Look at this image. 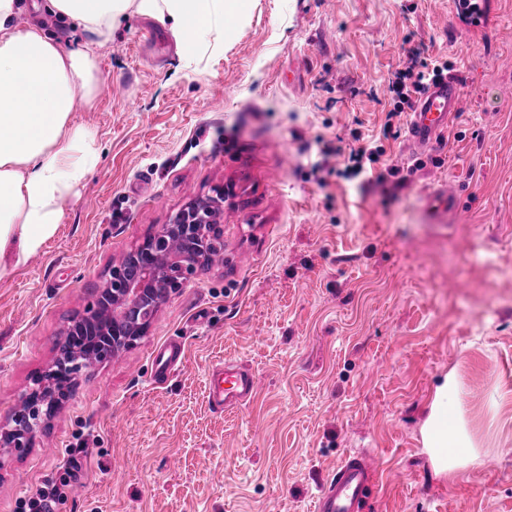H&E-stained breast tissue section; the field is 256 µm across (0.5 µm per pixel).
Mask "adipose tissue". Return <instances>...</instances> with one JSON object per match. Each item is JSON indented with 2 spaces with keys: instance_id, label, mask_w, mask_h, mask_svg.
Segmentation results:
<instances>
[{
  "instance_id": "1",
  "label": "adipose tissue",
  "mask_w": 512,
  "mask_h": 512,
  "mask_svg": "<svg viewBox=\"0 0 512 512\" xmlns=\"http://www.w3.org/2000/svg\"><path fill=\"white\" fill-rule=\"evenodd\" d=\"M246 0H47V10L89 32L61 46L42 28L17 27L20 0H0V278L54 236L65 207L100 160L96 135L71 117L75 99L93 104L102 76L98 48L123 17L168 24L181 59L206 36L238 20ZM462 387L448 374L422 430L437 473L455 478L479 456L462 411Z\"/></svg>"
}]
</instances>
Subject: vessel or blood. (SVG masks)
<instances>
[{"label":"vessel or blood","mask_w":512,"mask_h":512,"mask_svg":"<svg viewBox=\"0 0 512 512\" xmlns=\"http://www.w3.org/2000/svg\"><path fill=\"white\" fill-rule=\"evenodd\" d=\"M459 100L460 84L455 75H444L427 85L407 126L408 141L413 149L426 151L437 144L456 116ZM183 358L181 344L169 342L160 347L154 358V381H165ZM258 390L256 373L243 363L228 361L209 372L208 397L213 409H235L250 401ZM372 473L366 455L352 454L343 459L321 488L316 512H359L371 484Z\"/></svg>","instance_id":"obj_1"}]
</instances>
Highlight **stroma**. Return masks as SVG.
<instances>
[{
    "instance_id": "1",
    "label": "stroma",
    "mask_w": 512,
    "mask_h": 512,
    "mask_svg": "<svg viewBox=\"0 0 512 512\" xmlns=\"http://www.w3.org/2000/svg\"><path fill=\"white\" fill-rule=\"evenodd\" d=\"M412 49L461 76L459 112L422 157L386 92ZM98 63L112 92L73 116L101 159L55 236L0 281V425L113 262L217 186L223 260L81 380L34 447H0V512L58 481L67 448L88 451L83 492L55 512H315L361 450L375 467L362 512H512V0H488L480 27L448 0H248L188 66L167 27L131 13ZM355 131L385 152L347 180L322 146ZM390 167L404 183L377 184ZM443 184L461 192L449 224L428 204ZM171 340L183 362L153 382ZM228 358L259 392L220 414L208 369ZM451 372L480 449L453 481L422 438Z\"/></svg>"
}]
</instances>
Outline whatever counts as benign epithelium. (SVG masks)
Listing matches in <instances>:
<instances>
[{
  "instance_id": "7a95c632",
  "label": "benign epithelium",
  "mask_w": 512,
  "mask_h": 512,
  "mask_svg": "<svg viewBox=\"0 0 512 512\" xmlns=\"http://www.w3.org/2000/svg\"><path fill=\"white\" fill-rule=\"evenodd\" d=\"M223 196L221 188L216 196L200 199L176 212L159 233L127 252L132 268L122 263L112 265L94 300L61 332L67 381L59 389L54 379L36 376L34 382L41 383L45 394L34 388L20 401L9 423L0 428L1 448L22 452L33 447L38 433L68 398L79 378L111 360L115 350L133 346L146 333V317H154L160 305L185 286L201 259L193 252L164 256L158 251L157 241L168 233L203 244L215 240L209 232L216 231Z\"/></svg>"
}]
</instances>
